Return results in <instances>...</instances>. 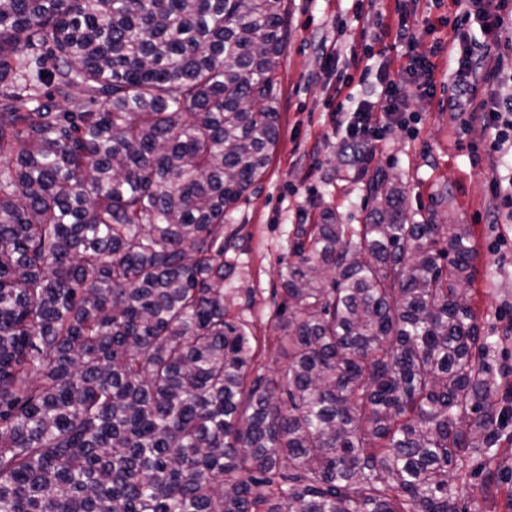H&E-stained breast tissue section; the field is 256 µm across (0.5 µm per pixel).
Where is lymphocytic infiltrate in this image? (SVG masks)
<instances>
[{
  "label": "lymphocytic infiltrate",
  "instance_id": "obj_1",
  "mask_svg": "<svg viewBox=\"0 0 512 512\" xmlns=\"http://www.w3.org/2000/svg\"><path fill=\"white\" fill-rule=\"evenodd\" d=\"M508 18H512V0H465L464 9L454 18L440 20L441 25L452 27V42L437 41L425 50L420 49L407 15H399L395 25L385 26V35L394 36L407 47L401 80L380 76L378 101L361 100L351 113L340 105L332 111L337 125L346 128L353 155H363L385 126L405 125L410 95H434L437 60L443 55L448 58L449 106L459 108L463 125L477 124L484 129L489 152L512 149V104L489 91L500 74L503 57L475 52L463 36L465 28L474 22L487 28L489 34H497Z\"/></svg>",
  "mask_w": 512,
  "mask_h": 512
}]
</instances>
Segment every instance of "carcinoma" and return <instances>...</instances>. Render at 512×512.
Segmentation results:
<instances>
[{"label":"carcinoma","mask_w":512,"mask_h":512,"mask_svg":"<svg viewBox=\"0 0 512 512\" xmlns=\"http://www.w3.org/2000/svg\"><path fill=\"white\" fill-rule=\"evenodd\" d=\"M285 0H0V512H463L506 411L466 224H297L288 366L224 304Z\"/></svg>","instance_id":"1"}]
</instances>
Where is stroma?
Segmentation results:
<instances>
[{"mask_svg": "<svg viewBox=\"0 0 512 512\" xmlns=\"http://www.w3.org/2000/svg\"><path fill=\"white\" fill-rule=\"evenodd\" d=\"M453 0H286V48L278 71L279 142L264 175L239 201L224 226V259L233 270L224 281L232 316L246 322L261 343L255 368L271 376L285 368L275 326L274 293L288 261L291 230L314 224L324 211L339 223L360 224L370 207L365 184L379 169L401 183L403 207L440 224H466L473 233L477 273L474 306L484 332L499 340L497 366L503 372L499 401L512 407V222H495L487 183L493 175L512 174V153L483 150L479 126H462L457 112L437 99L409 100V126L392 128L372 142L362 159H352L345 128L336 126V83L368 64V93L379 92V72L398 78L405 49L382 36L381 27L409 16L421 48L433 36L452 40L439 18L454 14ZM435 34H426L427 24ZM335 45L340 57L323 71L320 38ZM449 188L438 202L441 188ZM480 477L457 474L455 484L466 512H512L502 486L487 495Z\"/></svg>", "mask_w": 512, "mask_h": 512, "instance_id": "obj_1", "label": "stroma"}]
</instances>
